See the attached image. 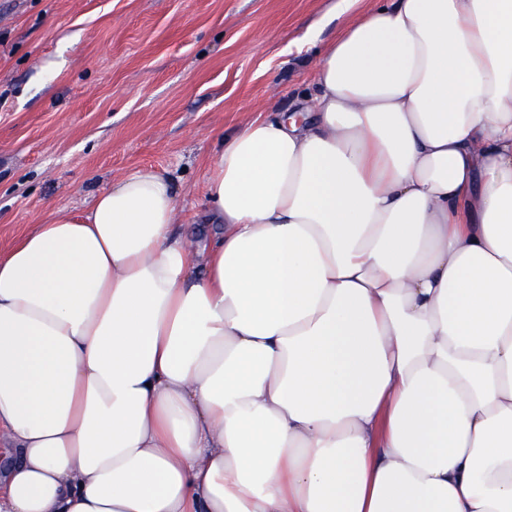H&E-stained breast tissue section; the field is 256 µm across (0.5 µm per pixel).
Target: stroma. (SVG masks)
Masks as SVG:
<instances>
[{"label":"stroma","mask_w":512,"mask_h":512,"mask_svg":"<svg viewBox=\"0 0 512 512\" xmlns=\"http://www.w3.org/2000/svg\"><path fill=\"white\" fill-rule=\"evenodd\" d=\"M339 2L0 0V252L138 166L174 180L201 236L221 137L292 108L307 32L333 39Z\"/></svg>","instance_id":"35a3bbf8"}]
</instances>
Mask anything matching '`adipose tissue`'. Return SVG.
<instances>
[{
  "label": "adipose tissue",
  "instance_id": "ef3b65f1",
  "mask_svg": "<svg viewBox=\"0 0 512 512\" xmlns=\"http://www.w3.org/2000/svg\"><path fill=\"white\" fill-rule=\"evenodd\" d=\"M225 132L0 256V512H512V0H345Z\"/></svg>",
  "mask_w": 512,
  "mask_h": 512
}]
</instances>
